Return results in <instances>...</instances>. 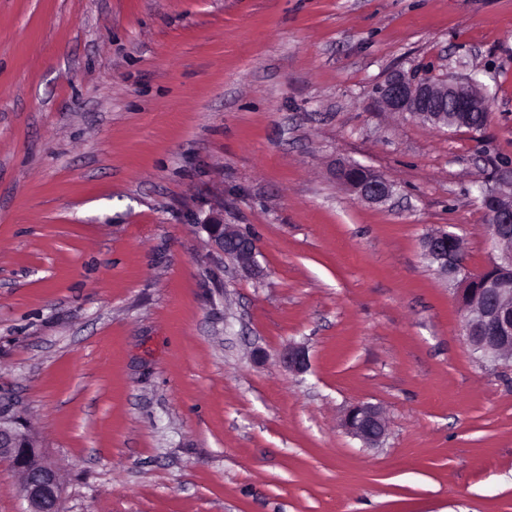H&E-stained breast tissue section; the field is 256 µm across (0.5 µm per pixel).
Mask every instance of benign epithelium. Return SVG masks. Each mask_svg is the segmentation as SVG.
<instances>
[{"label": "benign epithelium", "instance_id": "1", "mask_svg": "<svg viewBox=\"0 0 512 512\" xmlns=\"http://www.w3.org/2000/svg\"><path fill=\"white\" fill-rule=\"evenodd\" d=\"M378 101L389 112H403L436 128L453 122L449 113L483 112L487 108L483 92L472 80L455 77L439 81L420 80L404 70L393 71L378 88ZM336 176L359 198L369 203H383L395 193V185L376 173L360 177V168L351 164L336 166ZM482 203L490 214L488 243L489 266L478 274L461 279L456 289L462 303V328L465 340L481 358L494 365L512 363V288L506 275L512 274V194L490 189ZM211 245L228 256L249 274H261L257 256L258 240L215 215L203 224ZM456 235L434 231L423 239L425 256L437 261L441 275L451 279L466 261L455 249ZM282 358L295 374L309 370L310 357L303 344L290 343ZM348 433L367 447L374 448L387 432L381 411L370 403L352 405L344 418ZM0 458H4L23 477L22 495L25 512H61L62 484L57 469L42 455L35 439L24 429L19 416L8 403H0Z\"/></svg>", "mask_w": 512, "mask_h": 512}]
</instances>
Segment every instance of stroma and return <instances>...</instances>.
I'll list each match as a JSON object with an SVG mask.
<instances>
[{
    "label": "stroma",
    "mask_w": 512,
    "mask_h": 512,
    "mask_svg": "<svg viewBox=\"0 0 512 512\" xmlns=\"http://www.w3.org/2000/svg\"><path fill=\"white\" fill-rule=\"evenodd\" d=\"M396 68L476 78L487 126L383 110ZM496 161L512 0H0V398L62 512H512V366L422 247L488 265ZM218 203L261 276L211 247ZM361 169L351 164H338L336 166V179L349 186L357 193L359 198L369 203H383L389 200L395 193V185L381 174L361 179H346L344 175L351 173L353 177L360 176ZM342 176V178H339ZM455 239L456 235L447 230L431 232L423 239L425 256L437 261L439 273L448 280L457 277L462 268L466 266V261L461 259L455 249ZM282 358L288 369L295 374H304L309 370L310 357L303 344H288L283 350ZM343 425L348 433L367 447H378L387 432L381 411L370 403L352 405L344 418Z\"/></svg>",
    "instance_id": "35a3bbf8"
}]
</instances>
